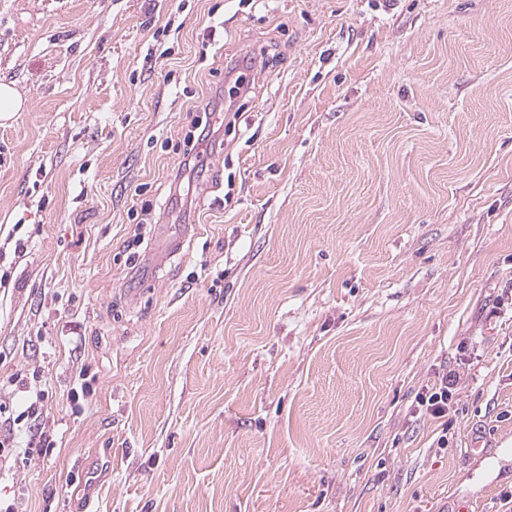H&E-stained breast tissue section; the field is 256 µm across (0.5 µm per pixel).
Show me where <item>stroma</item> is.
<instances>
[{
    "label": "stroma",
    "mask_w": 512,
    "mask_h": 512,
    "mask_svg": "<svg viewBox=\"0 0 512 512\" xmlns=\"http://www.w3.org/2000/svg\"><path fill=\"white\" fill-rule=\"evenodd\" d=\"M2 82L0 512H512V0H0ZM25 99L12 84L0 83V120H10L16 112H21ZM211 104L212 101L208 100L204 103L194 105L191 112H187V119L190 120V125L194 130H190L186 133L183 139V159L178 164V167L174 168L171 173V188L174 183L180 180V195H185L186 184L188 192L190 178L185 174L186 171L197 172L199 167H201V170L207 169V161L204 157L202 158L203 152H198L197 145L207 140L211 133L216 131L214 126L211 128L209 122V116L213 114L208 113L213 112V110L211 111ZM200 112H203L202 116L199 115L201 114ZM458 385L456 376H449L448 373L431 388H427L418 396V404L425 407L426 412L434 419H444L441 425L448 423V401L452 398L453 393ZM45 395L44 393H36L34 399L30 402V404L20 413L22 420L27 419L30 420L28 428V432L30 433L29 440L27 443V447H33V443L36 441V436L38 433V428L36 433L31 430L32 427L37 426L40 420H43V415L45 413ZM42 418V419H41ZM38 422V423H37Z\"/></svg>",
    "instance_id": "obj_1"
}]
</instances>
